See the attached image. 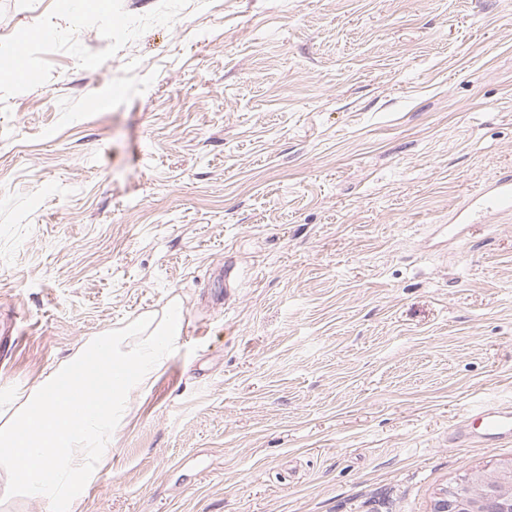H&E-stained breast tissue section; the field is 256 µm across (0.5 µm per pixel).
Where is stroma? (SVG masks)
I'll return each instance as SVG.
<instances>
[{
  "label": "stroma",
  "instance_id": "1",
  "mask_svg": "<svg viewBox=\"0 0 512 512\" xmlns=\"http://www.w3.org/2000/svg\"><path fill=\"white\" fill-rule=\"evenodd\" d=\"M120 18L110 27V18ZM0 423L180 305L79 512H431L512 465V0H0ZM512 212V173L503 174L484 185L479 193L460 206L448 219V237L456 238L461 231L480 224L487 215L511 214ZM479 417L485 432L478 433L487 439L510 436L512 440V405L507 407L481 408ZM492 431L493 433H489Z\"/></svg>",
  "mask_w": 512,
  "mask_h": 512
}]
</instances>
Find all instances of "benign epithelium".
Masks as SVG:
<instances>
[{"instance_id": "obj_1", "label": "benign epithelium", "mask_w": 512, "mask_h": 512, "mask_svg": "<svg viewBox=\"0 0 512 512\" xmlns=\"http://www.w3.org/2000/svg\"><path fill=\"white\" fill-rule=\"evenodd\" d=\"M432 512H512V468L499 469L493 484L479 473L444 490Z\"/></svg>"}]
</instances>
